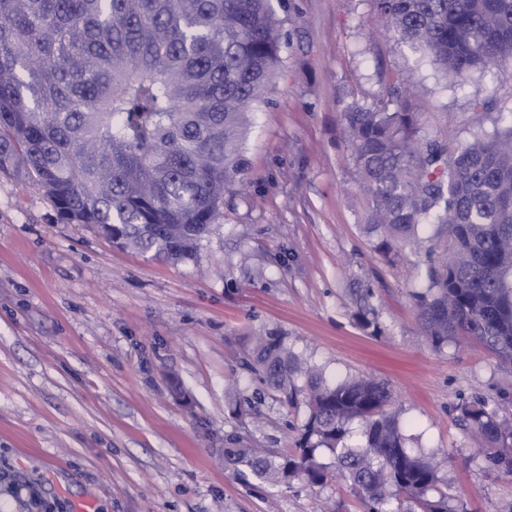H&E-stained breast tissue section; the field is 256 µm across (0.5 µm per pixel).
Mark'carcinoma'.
<instances>
[{
	"mask_svg": "<svg viewBox=\"0 0 512 512\" xmlns=\"http://www.w3.org/2000/svg\"><path fill=\"white\" fill-rule=\"evenodd\" d=\"M376 2L397 40L450 83L512 59V0ZM282 44L273 0H0V171L121 248L188 259L245 171L250 115L277 77ZM400 85L389 106L342 112L367 227L385 256L416 249L431 228L426 285L412 294L422 336L436 350L462 337L512 367V110L493 134L451 149L418 138L410 80ZM370 296L354 297L365 328ZM250 344L268 389L290 403L305 395L310 414L294 452L226 448L224 468L273 487L320 484L317 450L328 448L365 512H395L401 495L406 512H448L386 383H330L281 336ZM460 411L512 472V425L478 399Z\"/></svg>",
	"mask_w": 512,
	"mask_h": 512,
	"instance_id": "obj_1",
	"label": "carcinoma"
}]
</instances>
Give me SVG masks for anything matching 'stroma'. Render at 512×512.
Wrapping results in <instances>:
<instances>
[{"instance_id": "stroma-1", "label": "stroma", "mask_w": 512, "mask_h": 512, "mask_svg": "<svg viewBox=\"0 0 512 512\" xmlns=\"http://www.w3.org/2000/svg\"><path fill=\"white\" fill-rule=\"evenodd\" d=\"M278 14L280 74L254 114L245 172L191 258L113 246L0 172V512L88 499L97 512H363L333 475L273 488L225 470L238 442L292 450L309 414L251 366L249 337L269 332L327 381L386 382L454 512H512V474L460 419L476 399L512 414V367L421 335L412 294L425 255L376 252L341 120L351 103L386 104L411 72L419 137L467 141L512 110V59L453 85L394 38L375 0H284ZM365 286L370 330L351 296Z\"/></svg>"}]
</instances>
